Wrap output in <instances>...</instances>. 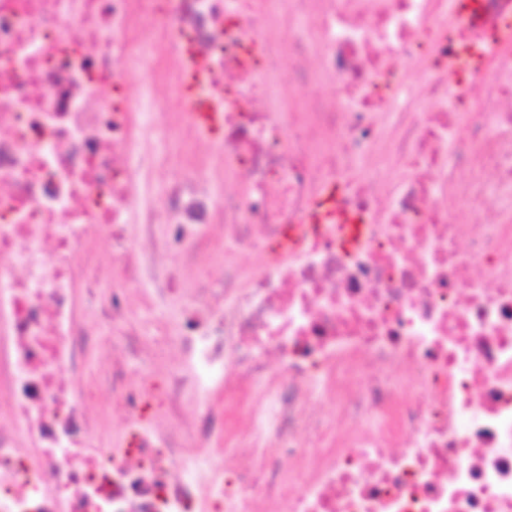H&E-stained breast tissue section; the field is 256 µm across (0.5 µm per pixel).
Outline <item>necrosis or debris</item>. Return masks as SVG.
<instances>
[{
    "label": "necrosis or debris",
    "instance_id": "4bbe7bcc",
    "mask_svg": "<svg viewBox=\"0 0 512 512\" xmlns=\"http://www.w3.org/2000/svg\"><path fill=\"white\" fill-rule=\"evenodd\" d=\"M508 26L512 0H0V512H512ZM213 224L224 277L187 284ZM91 236L118 278H86L92 326ZM149 277L190 366L133 373L140 331L113 340L102 448L74 382ZM261 380L248 456L213 453L209 388Z\"/></svg>",
    "mask_w": 512,
    "mask_h": 512
}]
</instances>
